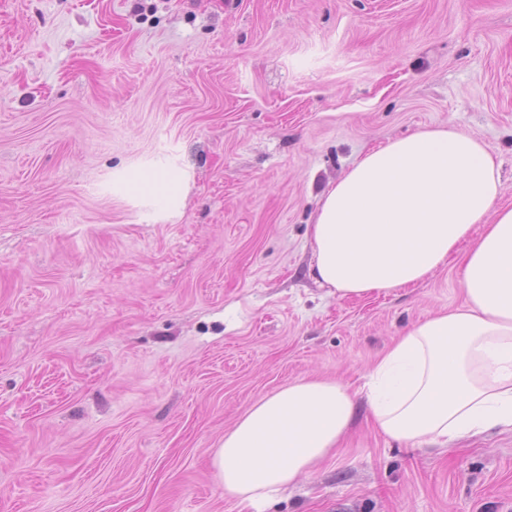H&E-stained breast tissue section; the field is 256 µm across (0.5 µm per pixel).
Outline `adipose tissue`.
<instances>
[{
	"instance_id": "1",
	"label": "adipose tissue",
	"mask_w": 512,
	"mask_h": 512,
	"mask_svg": "<svg viewBox=\"0 0 512 512\" xmlns=\"http://www.w3.org/2000/svg\"><path fill=\"white\" fill-rule=\"evenodd\" d=\"M490 147L436 127L388 141L323 194L310 229L313 278L341 298L416 285L461 262V309L408 328L369 371L376 429L449 444L512 430V207ZM356 415L339 382L300 379L225 432L211 467L226 495L265 505L337 448Z\"/></svg>"
}]
</instances>
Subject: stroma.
<instances>
[{
  "mask_svg": "<svg viewBox=\"0 0 512 512\" xmlns=\"http://www.w3.org/2000/svg\"><path fill=\"white\" fill-rule=\"evenodd\" d=\"M439 126L512 206V0H0V512H256L210 457L300 378L356 420L263 512H512L511 430L417 448L369 417L459 261L367 298L311 274L328 184Z\"/></svg>",
  "mask_w": 512,
  "mask_h": 512,
  "instance_id": "35a3bbf8",
  "label": "stroma"
}]
</instances>
